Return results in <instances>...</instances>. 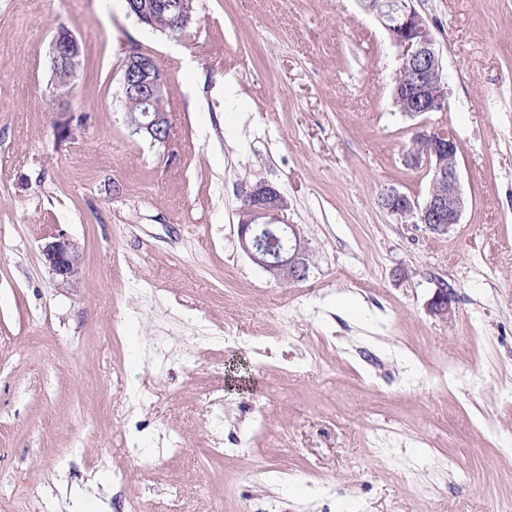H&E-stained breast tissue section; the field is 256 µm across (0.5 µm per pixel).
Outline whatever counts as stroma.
I'll return each instance as SVG.
<instances>
[{
	"mask_svg": "<svg viewBox=\"0 0 512 512\" xmlns=\"http://www.w3.org/2000/svg\"><path fill=\"white\" fill-rule=\"evenodd\" d=\"M416 7L448 107L410 118L359 0H197L177 39L100 0H0V512H512V0ZM61 26L82 46L62 101ZM135 47L166 78L165 146L126 122ZM421 125L458 144L447 236L378 204L428 192L402 161ZM261 181L303 281L240 247ZM60 231L70 285L41 252ZM81 66V45L78 39L65 27H60L52 40L51 69L53 94L58 99L67 98ZM66 91L60 93L62 87ZM42 253L52 273L64 284L72 283L81 265L78 245L65 233L53 234ZM431 312L442 319H452L455 314L454 294L451 289L437 288L429 302Z\"/></svg>",
	"mask_w": 512,
	"mask_h": 512,
	"instance_id": "obj_1",
	"label": "stroma"
}]
</instances>
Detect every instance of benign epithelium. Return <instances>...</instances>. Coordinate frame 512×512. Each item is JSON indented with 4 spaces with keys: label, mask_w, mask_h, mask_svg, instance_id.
<instances>
[{
    "label": "benign epithelium",
    "mask_w": 512,
    "mask_h": 512,
    "mask_svg": "<svg viewBox=\"0 0 512 512\" xmlns=\"http://www.w3.org/2000/svg\"><path fill=\"white\" fill-rule=\"evenodd\" d=\"M362 8L374 16L389 33L398 48V66L408 78L411 97L407 116L441 112L448 106V83L443 76L441 56L430 25L418 12L415 0H361ZM176 21L188 27L194 20L192 0H180L175 6ZM81 66V45L66 28L57 30L51 46L53 93L63 100ZM165 78L152 56L138 49L130 51L123 64V94L132 107L139 106L135 131L152 142L168 143L162 132L169 129L167 112L157 106L163 96ZM414 138L427 146L422 154L404 156V163L424 169L435 185L448 186L446 192L432 190L423 197L387 187L379 195V205L400 224H422L432 234H451L461 223L465 208L457 160L456 138L426 127L418 128ZM251 213V222L238 225L242 250L261 268L277 272L278 279L297 282L308 271L305 240L294 224L281 220L284 198L273 185L261 182L249 189L242 200ZM42 253L52 273L64 284L73 282L81 265L78 245L59 232L43 247ZM431 312L451 319L455 314L454 294L447 288L436 289L429 302Z\"/></svg>",
    "instance_id": "1"
}]
</instances>
